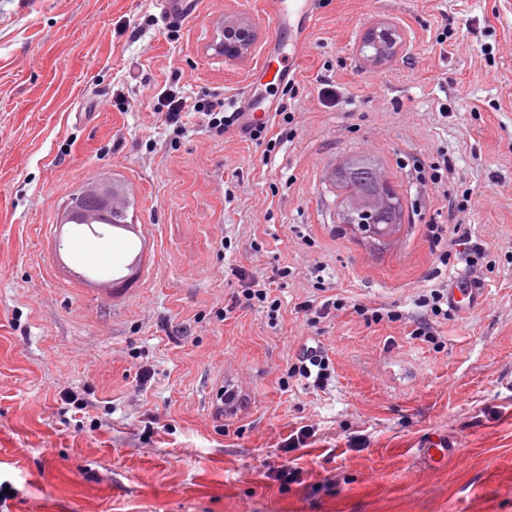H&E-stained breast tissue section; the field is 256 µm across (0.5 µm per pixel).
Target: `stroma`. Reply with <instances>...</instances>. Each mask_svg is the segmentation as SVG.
<instances>
[{
    "label": "stroma",
    "mask_w": 512,
    "mask_h": 512,
    "mask_svg": "<svg viewBox=\"0 0 512 512\" xmlns=\"http://www.w3.org/2000/svg\"><path fill=\"white\" fill-rule=\"evenodd\" d=\"M316 7L270 152L195 114L173 132L155 101L173 87L234 111L265 0H199L175 23L154 0H0V512H512V0ZM229 20L256 31L237 59ZM376 27L400 35L383 58L364 47ZM358 160L400 200L383 241L347 222ZM422 163L447 177L423 184ZM101 182L125 190L134 231L63 224ZM436 224L483 244L477 268L442 262ZM244 274L277 322L232 307ZM462 277L482 304L414 336L419 294ZM326 295L346 309L309 325L299 303ZM309 346L327 388L288 373ZM438 435L455 452L432 463Z\"/></svg>",
    "instance_id": "35a3bbf8"
}]
</instances>
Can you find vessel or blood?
Here are the masks:
<instances>
[{
    "label": "vessel or blood",
    "instance_id": "obj_1",
    "mask_svg": "<svg viewBox=\"0 0 512 512\" xmlns=\"http://www.w3.org/2000/svg\"><path fill=\"white\" fill-rule=\"evenodd\" d=\"M165 19L176 20L194 13L197 0H157ZM313 0H266V14L272 29L268 51L262 65L267 84L287 83L294 75V60H297L313 26ZM240 129L248 131L256 112L272 116L276 112L275 102L253 88L246 89L240 100ZM482 288L450 287L448 306L464 313L471 310L481 299Z\"/></svg>",
    "mask_w": 512,
    "mask_h": 512
}]
</instances>
